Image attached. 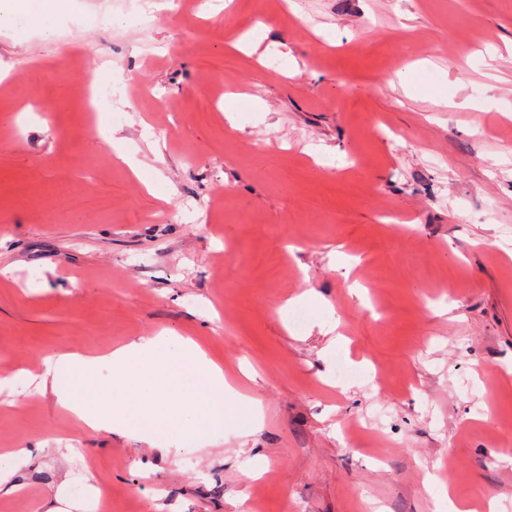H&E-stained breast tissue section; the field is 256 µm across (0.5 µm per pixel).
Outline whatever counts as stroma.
<instances>
[{
    "instance_id": "1",
    "label": "stroma",
    "mask_w": 512,
    "mask_h": 512,
    "mask_svg": "<svg viewBox=\"0 0 512 512\" xmlns=\"http://www.w3.org/2000/svg\"><path fill=\"white\" fill-rule=\"evenodd\" d=\"M0 72V372L164 333L249 400L163 452L0 392V512H512V0H60ZM158 0H122L121 14L128 24L140 25L155 9ZM28 454L26 449L21 448L17 452L0 455V490L4 487L14 488L11 483L16 473V464Z\"/></svg>"
}]
</instances>
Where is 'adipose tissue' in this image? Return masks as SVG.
Returning <instances> with one entry per match:
<instances>
[{
	"label": "adipose tissue",
	"mask_w": 512,
	"mask_h": 512,
	"mask_svg": "<svg viewBox=\"0 0 512 512\" xmlns=\"http://www.w3.org/2000/svg\"><path fill=\"white\" fill-rule=\"evenodd\" d=\"M110 368L121 389L111 397L100 380ZM51 394L91 432L118 434L151 446L180 437H203L234 415L241 395L224 378L223 368L193 340L171 355L158 336L134 340L105 356L61 353L38 375L20 370L0 377V391L21 395L28 389Z\"/></svg>",
	"instance_id": "ef3b65f1"
}]
</instances>
